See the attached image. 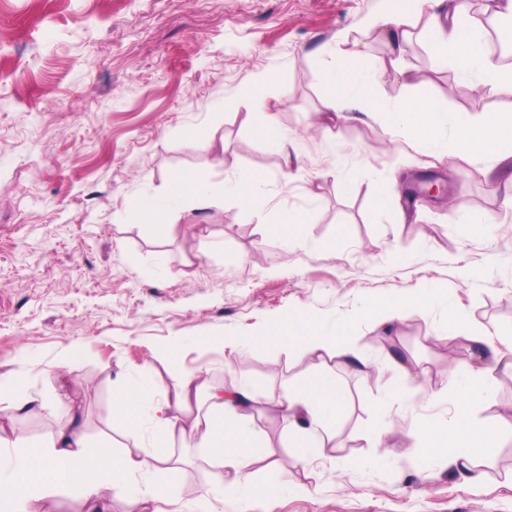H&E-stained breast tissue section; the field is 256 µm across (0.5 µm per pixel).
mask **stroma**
<instances>
[{
  "instance_id": "1",
  "label": "stroma",
  "mask_w": 512,
  "mask_h": 512,
  "mask_svg": "<svg viewBox=\"0 0 512 512\" xmlns=\"http://www.w3.org/2000/svg\"><path fill=\"white\" fill-rule=\"evenodd\" d=\"M390 0H0V374L17 400H51L71 354L90 442H100L112 397L147 371L164 382L192 371L213 384L282 389L308 374L288 337L260 341L297 312L322 327L348 322L370 374L338 370L348 391L331 461L306 466L266 408L256 429L277 448L290 492L252 512H512V374L473 409L498 429L479 483L438 463L422 473L414 425L443 423L455 407L445 339L447 312L418 310L397 327V347L427 371L424 386L389 397L379 330L365 310L434 286L447 292L502 354L512 353V209L493 190L512 162L437 164L373 114L320 113L318 59L354 49L391 52L370 27ZM412 79L380 94L428 96L451 111L502 110L505 94L473 82L428 50L407 46ZM268 75L276 117L300 156L290 178L259 138L245 91ZM223 135L199 149L187 130ZM431 170L458 202H422L405 220L376 212V181L411 187ZM206 172L221 188L241 174L260 183L253 202L182 218L176 237L132 220L130 203L178 176ZM356 182L353 194L339 181ZM309 209L300 242L277 215ZM488 214L489 223L472 220ZM211 243L200 251L201 240ZM253 337L244 351L230 339ZM389 461L370 463L375 447Z\"/></svg>"
}]
</instances>
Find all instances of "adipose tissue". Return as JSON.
<instances>
[{
  "instance_id": "1",
  "label": "adipose tissue",
  "mask_w": 512,
  "mask_h": 512,
  "mask_svg": "<svg viewBox=\"0 0 512 512\" xmlns=\"http://www.w3.org/2000/svg\"><path fill=\"white\" fill-rule=\"evenodd\" d=\"M484 10L489 14L485 22L468 15L465 0H391L389 14L371 26L397 52L412 43L416 34H423L432 54L451 63L463 78L496 93H512V67L496 63L485 49L491 27L512 45V0H487ZM389 75L385 63L357 51L343 52L337 62L321 68L322 111L339 118L350 112L377 114L385 133L437 154L497 162L512 159L511 112L473 115L411 95L390 105L378 94ZM250 98L261 116L260 138L282 156L285 168H292L293 143L275 117L265 81L251 88ZM223 204V191L209 188L207 175L196 172L174 179L164 194L136 198L131 210L139 222L158 226L164 236L171 237L182 212ZM448 318V336L463 350L448 383L458 394L457 408L444 426L419 427L413 435L423 439L428 456L446 457L463 474L495 452V429L474 422L470 409L493 392L494 372L502 357L488 336L467 330L458 312L449 311ZM281 335L295 338L299 357L309 360L313 368L309 377L283 391L260 394L247 383L218 389L199 372L177 376L167 386L146 372L113 396L112 427L134 438L143 420H150L157 433L151 449L128 447L117 453L108 440L90 445L75 395L67 391L41 403L51 413L67 411V421L39 441L38 452H28L24 439L9 437L15 418L25 409L10 399L19 382L0 375V512H58L52 494L57 484L75 488L84 512H113L117 507L122 512H185L175 486L161 493L154 485L156 479L180 470L178 458L167 449L176 438L204 449L202 462L215 490L236 504L239 512L271 501L280 483L271 476L263 480L248 476L255 464L276 463L275 446L256 432L257 406H265L287 424L288 446L298 461L307 464L328 458L347 398L336 366L328 361L337 359V366L355 374L368 365L364 352L347 342L344 325L324 331L314 319L297 316L268 333L272 339Z\"/></svg>"
}]
</instances>
